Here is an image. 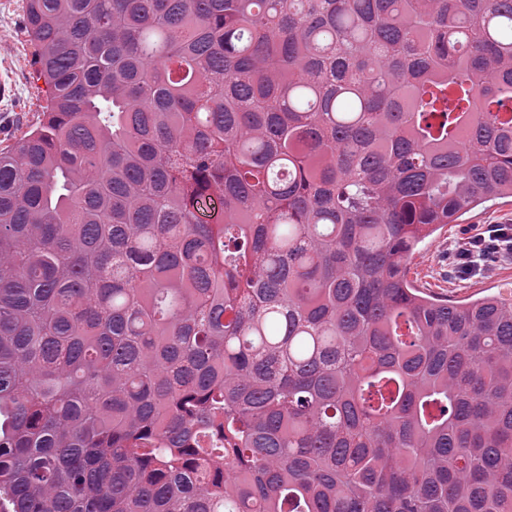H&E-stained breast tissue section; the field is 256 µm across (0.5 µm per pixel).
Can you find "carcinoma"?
Returning <instances> with one entry per match:
<instances>
[{"mask_svg": "<svg viewBox=\"0 0 512 512\" xmlns=\"http://www.w3.org/2000/svg\"><path fill=\"white\" fill-rule=\"evenodd\" d=\"M23 26L46 90L0 148V512H512V302L409 278L512 198V0H23Z\"/></svg>", "mask_w": 512, "mask_h": 512, "instance_id": "carcinoma-1", "label": "carcinoma"}]
</instances>
